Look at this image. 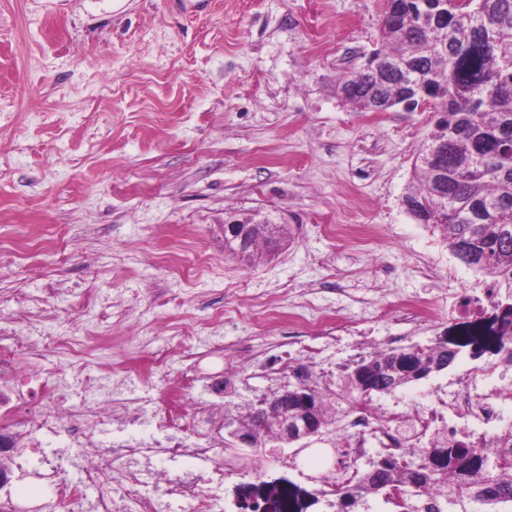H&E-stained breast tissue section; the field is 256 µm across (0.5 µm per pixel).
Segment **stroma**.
Listing matches in <instances>:
<instances>
[{"label":"stroma","mask_w":512,"mask_h":512,"mask_svg":"<svg viewBox=\"0 0 512 512\" xmlns=\"http://www.w3.org/2000/svg\"><path fill=\"white\" fill-rule=\"evenodd\" d=\"M384 0H0V336L30 337L24 367L48 336H137L130 401L198 381L193 399L217 417L247 414L292 375L255 373L252 358L297 357L289 317L334 316L304 381L343 413L358 400L345 374L377 350L445 336L462 287L482 277L441 230L402 199L413 152L433 127L424 108L360 112L336 80L380 49ZM284 226L276 249L245 263L224 250L231 220ZM344 225L341 236L324 232ZM438 298L429 321L404 324L405 299ZM277 314H255L254 300ZM40 313L36 326L24 315ZM209 323L221 357L190 343ZM170 355L155 372L156 353ZM476 363L441 372L378 406L426 402ZM234 382L226 397L211 373ZM5 461L11 496L35 507L48 471ZM224 512L240 486L287 479L317 492L333 452L323 441L245 448L217 436ZM22 462V461H21Z\"/></svg>","instance_id":"stroma-1"}]
</instances>
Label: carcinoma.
<instances>
[{"label": "carcinoma", "instance_id": "1", "mask_svg": "<svg viewBox=\"0 0 512 512\" xmlns=\"http://www.w3.org/2000/svg\"><path fill=\"white\" fill-rule=\"evenodd\" d=\"M381 41L369 66L340 78L337 88L362 112L380 105L388 111L420 96L436 112L416 150L419 184L408 187L402 202L418 223L445 230L453 255L490 280L498 349L512 343V0H470L456 9L448 0H385ZM428 145L446 151L447 174L425 164ZM467 346L481 356L476 341L462 336L416 351H376L361 360L360 373L347 374L348 388L367 399L392 394L447 369ZM224 428L250 430L258 444L276 438L272 426L255 423L251 414L243 425L225 419ZM408 485L441 489L460 512H470V504L511 502L512 447L492 453L438 439L414 461L388 454L354 470L353 482L336 485L334 495L346 510L380 492L390 499Z\"/></svg>", "mask_w": 512, "mask_h": 512}]
</instances>
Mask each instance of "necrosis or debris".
<instances>
[{"label": "necrosis or debris", "instance_id": "obj_1", "mask_svg": "<svg viewBox=\"0 0 512 512\" xmlns=\"http://www.w3.org/2000/svg\"><path fill=\"white\" fill-rule=\"evenodd\" d=\"M76 385L89 395L104 397V404H70V390ZM127 385L123 366L115 362L107 363L101 378L94 381L63 373L52 380L25 374L13 347L0 345V436L27 435L30 454L56 474L71 449L83 451L75 477L57 474L51 483L43 512H158L156 502L143 492L160 477L151 464L155 452L169 461L190 457L200 467L197 477L169 480V512H224V471L212 465L216 447L206 409L185 397L171 408L159 397L151 407L120 415L115 405ZM44 395L55 400V408L43 407ZM510 408L509 344L458 376L446 391L437 392L431 405L408 414L383 411L366 402L350 411L341 431L354 461L366 456L372 442L387 452L406 454L437 436L494 449L504 445L499 424ZM143 418L154 430L148 440L127 432L129 425ZM116 459L122 463L117 474L112 471Z\"/></svg>", "mask_w": 512, "mask_h": 512}]
</instances>
